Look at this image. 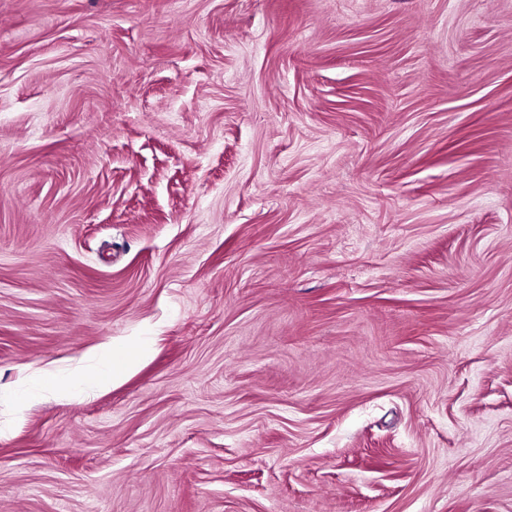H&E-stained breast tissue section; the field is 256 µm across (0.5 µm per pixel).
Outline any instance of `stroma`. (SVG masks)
Listing matches in <instances>:
<instances>
[{"label":"stroma","instance_id":"stroma-1","mask_svg":"<svg viewBox=\"0 0 512 512\" xmlns=\"http://www.w3.org/2000/svg\"><path fill=\"white\" fill-rule=\"evenodd\" d=\"M0 512H512V0H0ZM149 336H125L112 340V363L92 372V380L99 385L121 382L148 355Z\"/></svg>","mask_w":512,"mask_h":512}]
</instances>
